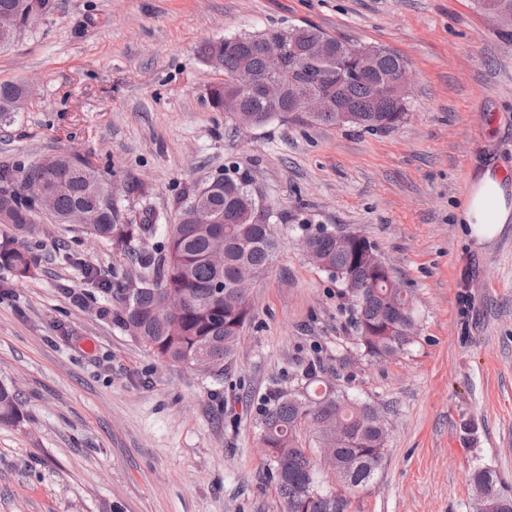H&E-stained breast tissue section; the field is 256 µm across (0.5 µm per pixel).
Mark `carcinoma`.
<instances>
[{
	"instance_id": "obj_1",
	"label": "carcinoma",
	"mask_w": 512,
	"mask_h": 512,
	"mask_svg": "<svg viewBox=\"0 0 512 512\" xmlns=\"http://www.w3.org/2000/svg\"><path fill=\"white\" fill-rule=\"evenodd\" d=\"M272 32L266 28L254 34H240L199 46L202 61L224 70V84L212 91V102L220 105L233 72L240 66L263 69V59L255 49V40ZM334 44L332 61L307 62L308 50L321 40ZM292 47L283 79L302 82L313 89L309 72L326 73L338 62H350L355 44L305 25L288 37ZM376 52L377 70L347 85L331 86V109L315 115L295 116L287 102L270 103L259 95L238 93L239 106L255 116L259 126L288 123L294 126H353L365 131L383 132L396 128L408 115L409 101L381 99L378 88L382 79L396 70L403 56L387 48L371 46ZM26 103L24 86L13 81L0 82V124H7ZM341 108L351 115L346 121L336 112ZM36 169L34 163L0 165V210L9 208L13 234L0 240V266L14 272L37 266L35 255L24 238L37 231L38 215L21 195L16 173ZM101 170L86 161L70 169L69 179L56 196V213L67 214L83 207L97 215L91 231L104 240L125 246L135 238L163 232V241L154 248L135 254L137 287L115 289L121 305L116 318L138 341L163 361L192 365L201 356L215 369L214 378L224 377V364L235 357L240 336L251 321L247 300L229 295L217 296L215 284L232 283L239 270L261 277L280 249L276 227L281 215H271L270 223L256 224L251 210L257 203L252 181L246 176H225L224 191L205 196V202L224 219V271L218 272L205 258L210 230L197 224L188 209L196 189L186 192L181 210L174 220L158 228L147 214L141 223L127 214L118 203L105 204L94 192L101 181ZM302 248L315 252L319 269L331 279L342 276L349 286L341 289L351 308V320L361 355L371 360H385L403 352L418 336L414 310L405 309L411 299L388 288V277L379 267L381 258L375 247L362 235L353 234L351 246L336 245L334 232L322 226L312 228L301 223ZM164 290L184 295L186 305L177 317L159 309ZM304 383L297 389L277 390L259 408L258 426L265 441V455L270 479L280 496L282 512H345L342 496L324 491L317 475L316 448H330L336 455V478L348 489L365 485L380 466L385 442L380 439L378 409L338 390L319 375L317 367H308ZM17 393L0 384V424L20 423ZM309 433L308 446L299 439L300 431ZM474 492V512H512V499L488 494L484 487H498V478L486 468L474 469L469 477Z\"/></svg>"
}]
</instances>
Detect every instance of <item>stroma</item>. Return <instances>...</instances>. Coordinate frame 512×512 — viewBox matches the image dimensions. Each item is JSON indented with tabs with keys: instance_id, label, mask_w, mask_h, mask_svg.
<instances>
[{
	"instance_id": "obj_1",
	"label": "stroma",
	"mask_w": 512,
	"mask_h": 512,
	"mask_svg": "<svg viewBox=\"0 0 512 512\" xmlns=\"http://www.w3.org/2000/svg\"><path fill=\"white\" fill-rule=\"evenodd\" d=\"M304 24L399 51L415 74L407 119L386 132L226 123L209 99L224 73L198 46ZM0 80L30 89L0 125V165L79 151L114 184L148 187L119 198L136 220L237 172L289 228L218 381L161 362L115 320L103 285L132 274L126 251L41 219L34 278L0 268V384L23 414L0 425V512H281L258 409L312 364L388 422L347 512H472L477 467L512 499V223L480 243L456 221L482 166L512 184V40L473 0H54L0 50ZM302 221L375 246L413 299V345L361 357Z\"/></svg>"
}]
</instances>
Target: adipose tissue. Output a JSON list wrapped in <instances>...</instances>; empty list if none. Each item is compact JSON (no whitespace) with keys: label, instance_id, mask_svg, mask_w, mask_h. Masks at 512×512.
I'll return each instance as SVG.
<instances>
[{"label":"adipose tissue","instance_id":"obj_1","mask_svg":"<svg viewBox=\"0 0 512 512\" xmlns=\"http://www.w3.org/2000/svg\"><path fill=\"white\" fill-rule=\"evenodd\" d=\"M457 221L467 225L471 237L481 242L492 240L504 224L512 222V190L499 170L488 167L470 177Z\"/></svg>","mask_w":512,"mask_h":512}]
</instances>
